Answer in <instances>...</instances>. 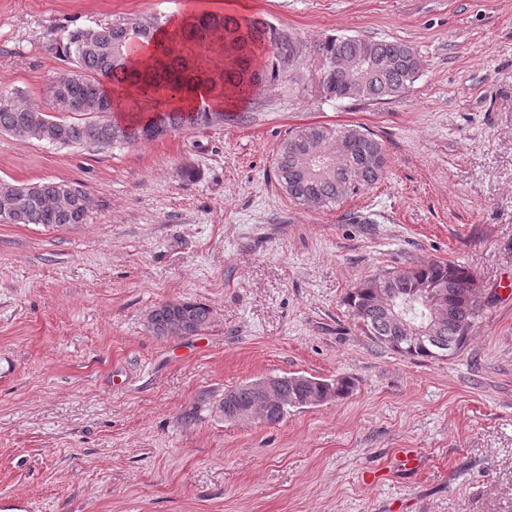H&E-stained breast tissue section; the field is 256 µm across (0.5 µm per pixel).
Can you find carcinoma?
<instances>
[{"label": "carcinoma", "mask_w": 512, "mask_h": 512, "mask_svg": "<svg viewBox=\"0 0 512 512\" xmlns=\"http://www.w3.org/2000/svg\"><path fill=\"white\" fill-rule=\"evenodd\" d=\"M161 18L128 19L79 28L63 37L68 61L46 91L49 110L23 104L17 96L0 92V133L36 140L56 147L107 148L149 141L148 130L176 131L210 124L209 110L186 112L160 108L186 93L188 84L203 80L217 98L247 96L276 76L281 63L296 55L294 39L258 18L217 16L206 10L185 14L182 28L169 39L156 41ZM158 43L159 57L143 67L131 54L132 46ZM322 96L342 99L346 82L354 78L338 68L341 62L368 60L362 99H393L415 81L419 60L414 48L397 40H370L359 36L328 37L317 42ZM112 85L113 97L103 85ZM70 100L112 112L121 105L127 119L106 116L75 118L66 115ZM279 184L295 202L316 209L335 206L345 196L380 181L387 166L383 145L355 127L310 124L297 128L276 150ZM93 208L90 195L77 183L45 180L0 185L1 224H40L67 228L88 223ZM351 316L371 340L409 359H443L437 344L461 352L484 309L479 285L470 271L455 263L431 262L388 271L361 282L346 298ZM443 312L435 327L436 339H401L394 313L417 327L430 321V310ZM198 334L208 327L213 310L188 301L184 306ZM349 377L288 383L282 408L270 413L253 398L250 384L236 387L234 407L249 406L263 420L281 422L291 408L346 398L353 391Z\"/></svg>", "instance_id": "1"}]
</instances>
